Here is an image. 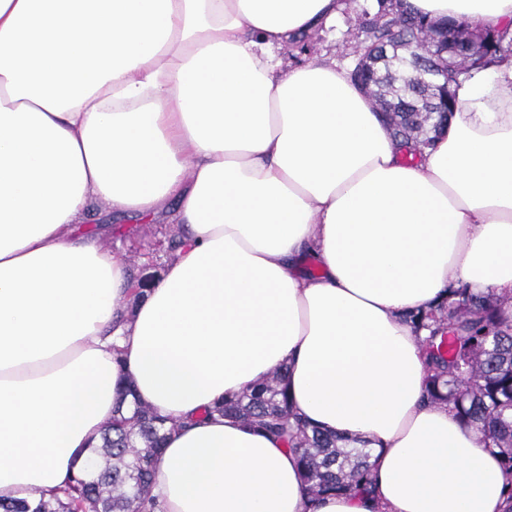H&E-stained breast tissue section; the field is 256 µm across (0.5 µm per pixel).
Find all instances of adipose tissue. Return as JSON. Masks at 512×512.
Here are the masks:
<instances>
[{"label":"adipose tissue","instance_id":"1","mask_svg":"<svg viewBox=\"0 0 512 512\" xmlns=\"http://www.w3.org/2000/svg\"><path fill=\"white\" fill-rule=\"evenodd\" d=\"M512 40V0H409ZM338 0H0V501L82 472L119 388L181 426L156 512H506L482 434L427 403L408 313L512 296V54L452 87L408 159L336 62L277 51ZM174 204L175 259L78 231L97 202ZM287 365L289 402L364 441L373 492L309 504L296 455L205 417Z\"/></svg>","mask_w":512,"mask_h":512}]
</instances>
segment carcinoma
Returning a JSON list of instances; mask_svg holds the SVG:
<instances>
[{"mask_svg":"<svg viewBox=\"0 0 512 512\" xmlns=\"http://www.w3.org/2000/svg\"><path fill=\"white\" fill-rule=\"evenodd\" d=\"M381 15V22L362 33L363 47L397 36L420 51L414 38L426 17L392 5ZM367 93L379 111L388 112L394 136L404 141L407 153L415 156L431 144L428 124L433 116L423 106L424 88L416 76L398 72L389 60L380 66ZM507 301L502 296H474L461 288L450 300L410 319L417 330L428 332L423 337L427 400L453 405L464 425L483 434L497 450L511 478L506 512H512V318L502 309ZM287 373L288 365L283 364L254 389L216 402L204 415H233L284 441L298 456L312 502L324 494L369 492V453L346 449L347 439L311 427L295 414L285 387ZM179 426L147 405L138 403L125 412L119 404L101 435L100 450L110 463L96 476H74L64 487L30 502L1 501L0 512H147L153 502V459L166 431Z\"/></svg>","mask_w":512,"mask_h":512,"instance_id":"carcinoma-1","label":"carcinoma"}]
</instances>
